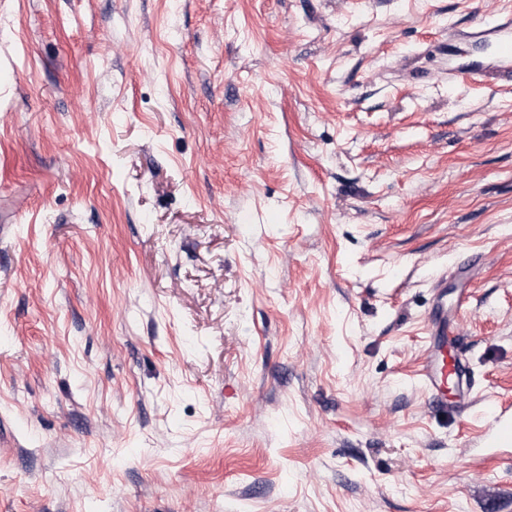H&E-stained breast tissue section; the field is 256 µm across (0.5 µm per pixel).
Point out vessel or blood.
<instances>
[{"mask_svg": "<svg viewBox=\"0 0 512 512\" xmlns=\"http://www.w3.org/2000/svg\"><path fill=\"white\" fill-rule=\"evenodd\" d=\"M500 63L481 71L479 77L485 82L504 78L512 80V20L500 24L496 31ZM430 328L436 341L415 374L416 380L428 394L431 402L440 410L448 408L449 383L473 385L474 380L466 365L448 356V322L441 316H433Z\"/></svg>", "mask_w": 512, "mask_h": 512, "instance_id": "1", "label": "vessel or blood"}]
</instances>
